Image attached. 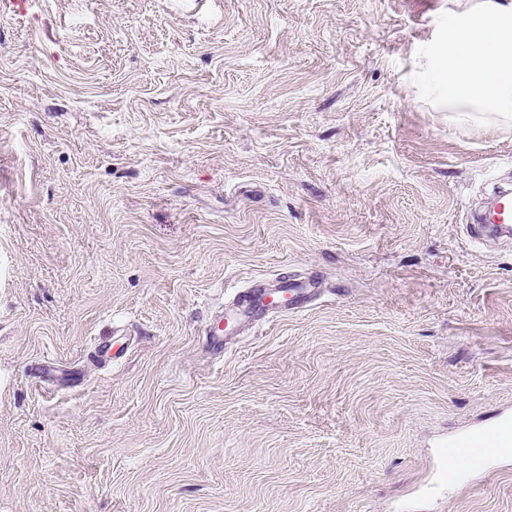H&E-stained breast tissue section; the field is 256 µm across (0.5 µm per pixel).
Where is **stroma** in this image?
Here are the masks:
<instances>
[{
    "mask_svg": "<svg viewBox=\"0 0 512 512\" xmlns=\"http://www.w3.org/2000/svg\"><path fill=\"white\" fill-rule=\"evenodd\" d=\"M453 7L0 5V512H512L442 455L512 415V125L417 84ZM487 224H500L501 228H506L511 232L512 224V192L511 190L501 192L494 203L489 218L485 221ZM294 289L306 290L307 287L295 281L281 280L278 282L276 288H264L259 291L241 293L237 298L236 305L240 309L241 314H249L253 309L258 308L259 300H263L264 302L267 298H270L272 294L283 293L286 290L289 292Z\"/></svg>",
    "mask_w": 512,
    "mask_h": 512,
    "instance_id": "1",
    "label": "stroma"
}]
</instances>
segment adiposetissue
<instances>
[{"mask_svg": "<svg viewBox=\"0 0 512 512\" xmlns=\"http://www.w3.org/2000/svg\"><path fill=\"white\" fill-rule=\"evenodd\" d=\"M426 71L434 105L460 122L512 123V0H456Z\"/></svg>", "mask_w": 512, "mask_h": 512, "instance_id": "ef3b65f1", "label": "adipose tissue"}]
</instances>
